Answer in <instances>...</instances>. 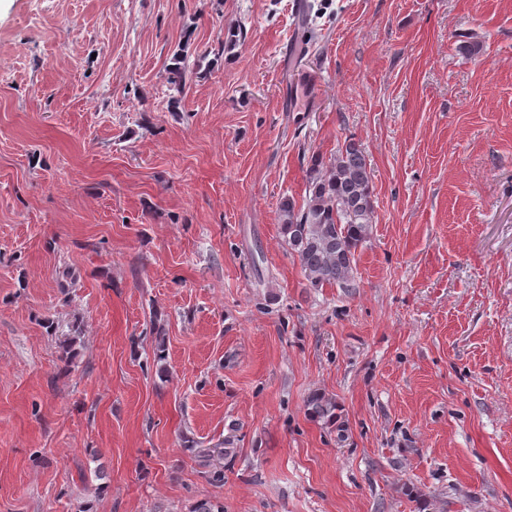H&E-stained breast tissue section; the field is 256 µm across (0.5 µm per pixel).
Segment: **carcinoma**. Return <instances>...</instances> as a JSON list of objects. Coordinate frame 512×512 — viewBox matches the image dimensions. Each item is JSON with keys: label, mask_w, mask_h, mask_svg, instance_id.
<instances>
[{"label": "carcinoma", "mask_w": 512, "mask_h": 512, "mask_svg": "<svg viewBox=\"0 0 512 512\" xmlns=\"http://www.w3.org/2000/svg\"><path fill=\"white\" fill-rule=\"evenodd\" d=\"M172 81L183 87L189 80L185 55L173 57ZM316 175L308 181L301 205L292 198L280 203L281 228L295 253L305 279L314 288L355 287L356 250L374 222L372 181L366 153L353 140L345 142L329 159L311 157ZM336 401L314 392L307 399L308 415L326 425L336 424ZM205 461H215L209 472L214 483L224 482V462L234 448H189Z\"/></svg>", "instance_id": "obj_1"}]
</instances>
